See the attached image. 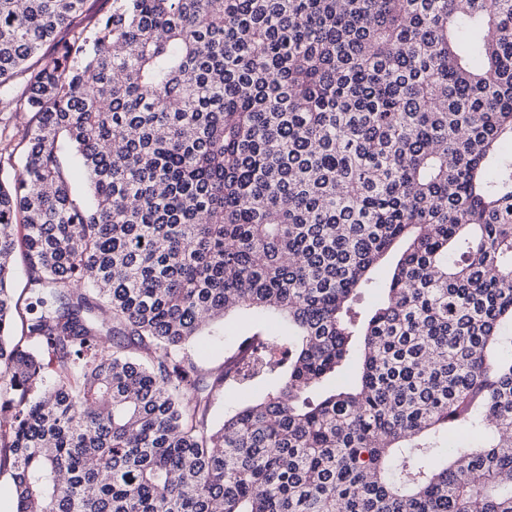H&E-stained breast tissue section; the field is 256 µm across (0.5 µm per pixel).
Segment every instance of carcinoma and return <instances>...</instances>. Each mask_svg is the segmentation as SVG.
Returning <instances> with one entry per match:
<instances>
[{
    "instance_id": "carcinoma-1",
    "label": "carcinoma",
    "mask_w": 512,
    "mask_h": 512,
    "mask_svg": "<svg viewBox=\"0 0 512 512\" xmlns=\"http://www.w3.org/2000/svg\"><path fill=\"white\" fill-rule=\"evenodd\" d=\"M84 7L0 0L37 117L0 184L15 512H512V0ZM239 309L288 331L209 384L191 344ZM271 381L265 379H256L246 386L226 389L223 391L217 387L214 391V406L212 410V419L215 423L224 420V414L235 407L250 401L262 398L268 391Z\"/></svg>"
}]
</instances>
